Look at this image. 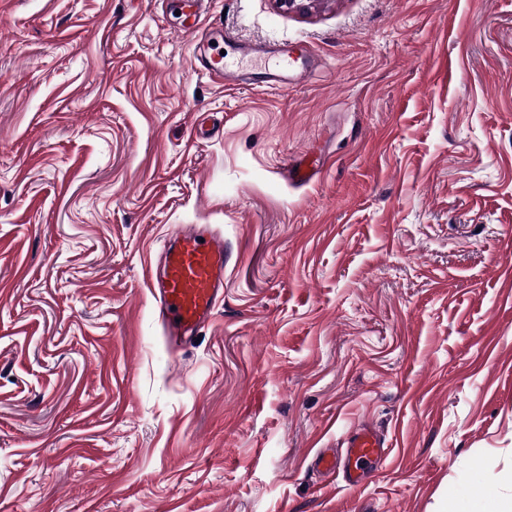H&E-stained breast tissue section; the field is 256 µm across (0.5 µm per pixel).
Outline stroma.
<instances>
[{
	"instance_id": "1",
	"label": "stroma",
	"mask_w": 512,
	"mask_h": 512,
	"mask_svg": "<svg viewBox=\"0 0 512 512\" xmlns=\"http://www.w3.org/2000/svg\"><path fill=\"white\" fill-rule=\"evenodd\" d=\"M0 0V512H451L512 497V0ZM206 115L215 134L193 138ZM318 163L300 183L289 171ZM224 236L171 351L144 270ZM367 422L363 486L318 474ZM255 52L263 54H278V65L281 68V72L279 74H271L267 79L257 77L251 81L250 78V85L253 86V88L275 93L282 91L283 87L288 84V73L299 62V60L302 61L307 54L303 49H296L293 47L288 48V46L277 51H268L261 48L255 50ZM200 61L207 75L219 78L224 83L238 82L242 75L239 63L228 60L221 52H204Z\"/></svg>"
}]
</instances>
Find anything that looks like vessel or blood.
Returning <instances> with one entry per match:
<instances>
[{"label": "vessel or blood", "instance_id": "1", "mask_svg": "<svg viewBox=\"0 0 512 512\" xmlns=\"http://www.w3.org/2000/svg\"><path fill=\"white\" fill-rule=\"evenodd\" d=\"M305 56L302 49H280L279 73L265 79L254 78L253 88L282 91L290 70ZM201 64L207 75L226 83L238 81L242 74L238 62L218 52L202 55ZM148 278L167 340L174 348H181L224 300L223 238L195 225L175 232L165 241ZM387 450L386 440L364 422L350 431L343 457L318 452L312 463L319 471L340 474L347 486L357 487L362 484L368 468L385 459Z\"/></svg>", "mask_w": 512, "mask_h": 512}]
</instances>
